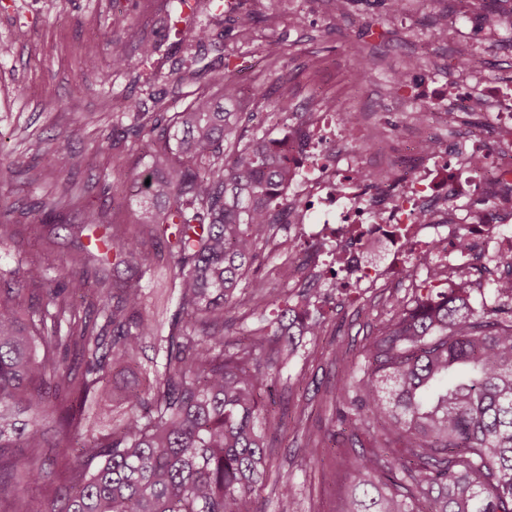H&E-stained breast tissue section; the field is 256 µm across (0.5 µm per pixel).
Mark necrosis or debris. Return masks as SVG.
Wrapping results in <instances>:
<instances>
[{
  "instance_id": "4bbe7bcc",
  "label": "necrosis or debris",
  "mask_w": 512,
  "mask_h": 512,
  "mask_svg": "<svg viewBox=\"0 0 512 512\" xmlns=\"http://www.w3.org/2000/svg\"><path fill=\"white\" fill-rule=\"evenodd\" d=\"M487 106L497 116L496 135L478 149L460 153L425 137L421 162L409 167L394 156L369 171L342 150L346 125L311 107L313 136L288 135L299 166L281 190L279 221L306 244L290 263L293 281L380 289L393 270H435L442 284L459 276L469 283L512 279V93L495 92ZM394 228L409 234L392 241L393 270L366 263L364 252Z\"/></svg>"
}]
</instances>
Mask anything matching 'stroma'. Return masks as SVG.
Instances as JSON below:
<instances>
[{"label":"stroma","instance_id":"obj_1","mask_svg":"<svg viewBox=\"0 0 512 512\" xmlns=\"http://www.w3.org/2000/svg\"><path fill=\"white\" fill-rule=\"evenodd\" d=\"M447 16L446 37L434 21ZM208 29L205 43L189 33ZM26 38L17 39V30ZM156 40L159 51L139 63L138 41ZM282 53L266 56L267 43ZM478 56L496 85L512 86V0H216L176 18L166 0H0V197L17 206L18 235L0 242V276L18 260L42 267L49 276L65 272L76 245L71 210L32 223L30 209L48 197L71 193L89 206H116L114 220L132 223L141 206L136 175L149 164L151 149L137 140L133 117L120 113L123 99L141 101L148 112L181 111L197 94L210 91L209 75L177 83L182 65L194 57L208 68L229 67L239 87L240 109L249 113V135L278 139L283 113L303 119L309 103L335 99L340 111L361 117L346 146L364 167L373 168L401 149L414 113L433 108L436 98L457 85L460 48ZM129 57V69L112 67L113 54ZM98 65L88 69L87 57ZM415 67H408V60ZM405 71L402 84L394 71ZM69 135L65 152H54L57 136ZM119 149L107 148L108 138ZM102 148L99 167L81 158ZM413 289L392 280L390 287L350 298L328 289L323 299L334 336H300L280 371V406L306 402L311 427L329 424L325 394L348 379L350 369L332 363L331 343L359 353L377 333L384 300L412 298ZM302 432L289 429L276 443L265 485L254 494V512H288L296 500L302 512H341L345 495L347 445L312 459ZM293 487L282 497L284 484Z\"/></svg>","mask_w":512,"mask_h":512}]
</instances>
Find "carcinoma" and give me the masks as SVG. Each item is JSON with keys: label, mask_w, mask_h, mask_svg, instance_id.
<instances>
[{"label": "carcinoma", "mask_w": 512, "mask_h": 512, "mask_svg": "<svg viewBox=\"0 0 512 512\" xmlns=\"http://www.w3.org/2000/svg\"><path fill=\"white\" fill-rule=\"evenodd\" d=\"M211 81L223 101L201 95L148 118L123 105L156 144L137 183L167 202L162 213L132 230L71 196L93 237L69 269L51 279L20 262L0 282V512H252L268 449L288 430V414L268 408L272 367L327 321L309 297L267 315L254 264L292 164L280 140L242 142L237 87L224 71ZM13 213L1 197L0 242L17 234ZM147 246L172 265L165 320L140 287ZM121 265L138 277L111 276ZM469 294L422 288L390 305L353 380L329 392L326 430L308 429L298 405L309 455L334 448L338 428L355 449L344 512H512V305L475 308ZM242 301L255 323L226 336Z\"/></svg>", "instance_id": "1"}]
</instances>
